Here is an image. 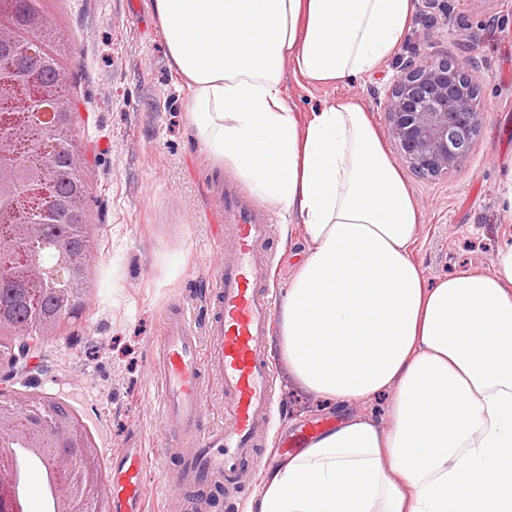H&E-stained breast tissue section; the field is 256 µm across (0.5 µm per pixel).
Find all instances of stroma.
Segmentation results:
<instances>
[{"label":"stroma","mask_w":512,"mask_h":512,"mask_svg":"<svg viewBox=\"0 0 512 512\" xmlns=\"http://www.w3.org/2000/svg\"><path fill=\"white\" fill-rule=\"evenodd\" d=\"M55 40L49 48L72 76L73 142L84 163L85 231L90 239L84 303L41 343L29 367L6 387L65 405L98 450L100 464L123 448H144L147 512H246L266 471L286 452L278 437L315 421L338 422L358 405H334L290 380L278 334L266 337L274 369L271 432L262 437L253 483L230 500L222 484L156 489L167 426L158 414L157 345L162 318L182 304L198 332L211 318V273L229 241L211 187L236 180L229 164L205 154L187 126L190 91L168 66L151 0H38ZM431 53L475 66L481 124L471 152L446 176L415 173L387 138L380 106L400 60ZM298 112L309 114L340 97L360 102L380 131L423 213L413 245L427 280L470 268L489 269L496 250L512 242V213L501 205L512 174V0H415L410 28L396 51L370 76L336 86L286 82ZM270 285L285 296L306 253L300 225L276 222L267 243Z\"/></svg>","instance_id":"1"}]
</instances>
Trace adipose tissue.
Returning a JSON list of instances; mask_svg holds the SVG:
<instances>
[{"instance_id":"ef3b65f1","label":"adipose tissue","mask_w":512,"mask_h":512,"mask_svg":"<svg viewBox=\"0 0 512 512\" xmlns=\"http://www.w3.org/2000/svg\"><path fill=\"white\" fill-rule=\"evenodd\" d=\"M189 126L308 244L283 304L295 380L340 405L384 397L265 475L247 512H512V245L426 283L422 213L369 112L301 117L285 80L344 84L404 40L414 0H152Z\"/></svg>"}]
</instances>
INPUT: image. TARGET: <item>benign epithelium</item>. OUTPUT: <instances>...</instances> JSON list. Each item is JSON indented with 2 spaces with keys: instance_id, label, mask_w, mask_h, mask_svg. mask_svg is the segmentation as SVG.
Returning a JSON list of instances; mask_svg holds the SVG:
<instances>
[{
  "instance_id": "obj_1",
  "label": "benign epithelium",
  "mask_w": 512,
  "mask_h": 512,
  "mask_svg": "<svg viewBox=\"0 0 512 512\" xmlns=\"http://www.w3.org/2000/svg\"><path fill=\"white\" fill-rule=\"evenodd\" d=\"M42 26L40 14L20 22L11 0H0V53L17 51L39 69L53 67L63 79L58 59L36 36ZM480 82L476 69L446 57L425 54L399 66L382 106L388 133L414 171L446 176L469 153L480 123ZM71 119L72 102L55 86L0 60V238L10 242L0 250V288L13 283L33 301L51 291L66 318L81 305L76 281L86 251L49 233L50 205L58 184L70 181L82 162L70 152L50 175L41 157L59 150L50 134ZM24 150L33 151L30 161L14 162ZM56 325L48 317L16 336L0 337V379L28 363ZM5 435L11 444L54 460V512H106L93 445L63 407L35 396L9 398L0 385V438ZM13 469L12 455L0 450V512H22L9 479Z\"/></svg>"
}]
</instances>
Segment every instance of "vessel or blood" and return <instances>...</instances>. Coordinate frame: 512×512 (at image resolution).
I'll return each instance as SVG.
<instances>
[{"label": "vessel or blood", "mask_w": 512, "mask_h": 512, "mask_svg": "<svg viewBox=\"0 0 512 512\" xmlns=\"http://www.w3.org/2000/svg\"><path fill=\"white\" fill-rule=\"evenodd\" d=\"M213 191L233 246L216 274L219 294L206 338H199L191 311L181 305L167 317L158 343L161 417L168 424L165 452L182 457L180 470L162 471L161 482L170 487L215 481L238 492L251 476L254 440L268 429L273 407V370L265 359L264 338L276 301L262 242L274 218L233 182L216 183ZM209 372L224 384L226 429L201 427ZM148 460L143 448L112 456L105 478L113 512H143Z\"/></svg>", "instance_id": "b4317fda"}]
</instances>
